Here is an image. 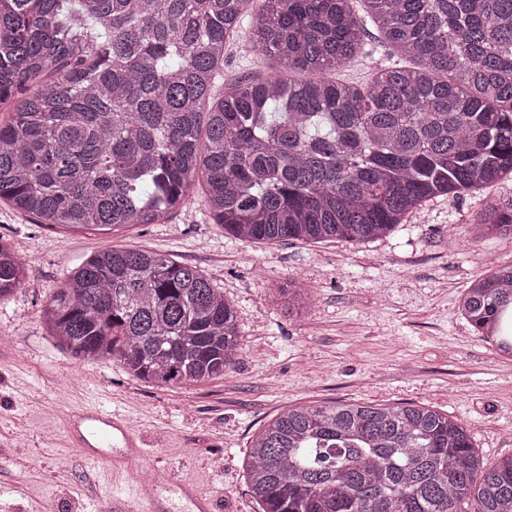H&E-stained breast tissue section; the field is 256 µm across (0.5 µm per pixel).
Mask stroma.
<instances>
[{
	"instance_id": "obj_1",
	"label": "stroma",
	"mask_w": 512,
	"mask_h": 512,
	"mask_svg": "<svg viewBox=\"0 0 512 512\" xmlns=\"http://www.w3.org/2000/svg\"><path fill=\"white\" fill-rule=\"evenodd\" d=\"M362 39L367 57L336 70L337 80L367 82L386 62L376 28ZM273 73L268 57L234 40L218 86ZM482 203L438 198L389 236L317 244L225 237L198 188L163 223L114 233L43 224L0 200V235L30 259L23 285L0 302V512H112L146 466L174 477L163 491L170 512H194L183 483L212 512H260L244 465L252 439L286 409L333 400L431 405L466 427L485 465L512 456V358L459 312L474 279L512 264V235L474 240ZM112 246L169 255L222 288L243 343L231 371L164 388L57 347L41 309ZM291 282L311 299L299 316L270 298ZM84 407L126 414L144 439L143 465L115 478L80 460L65 420Z\"/></svg>"
}]
</instances>
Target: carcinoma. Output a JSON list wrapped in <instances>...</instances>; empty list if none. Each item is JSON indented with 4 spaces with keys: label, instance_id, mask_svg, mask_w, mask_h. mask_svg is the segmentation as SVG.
I'll return each mask as SVG.
<instances>
[{
    "label": "carcinoma",
    "instance_id": "cac0c4a2",
    "mask_svg": "<svg viewBox=\"0 0 512 512\" xmlns=\"http://www.w3.org/2000/svg\"><path fill=\"white\" fill-rule=\"evenodd\" d=\"M354 2L0 0V200L68 228L157 224L200 172L239 241L360 243L429 200L512 181V0H361L362 18ZM368 21L389 64L329 79L365 56ZM240 37L281 76L219 97ZM475 225L512 234V200L489 199ZM27 270L0 239V301ZM275 297L308 307L301 288ZM462 313L512 356V265L473 280ZM42 316L73 359L160 386L221 376L243 349L224 292L150 250L93 255ZM247 478L262 512H512V456L484 465L426 404L288 409L253 438Z\"/></svg>",
    "mask_w": 512,
    "mask_h": 512
}]
</instances>
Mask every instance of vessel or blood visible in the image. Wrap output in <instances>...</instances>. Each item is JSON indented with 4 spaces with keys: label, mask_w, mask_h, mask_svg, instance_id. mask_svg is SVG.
I'll return each instance as SVG.
<instances>
[{
    "label": "vessel or blood",
    "mask_w": 512,
    "mask_h": 512,
    "mask_svg": "<svg viewBox=\"0 0 512 512\" xmlns=\"http://www.w3.org/2000/svg\"><path fill=\"white\" fill-rule=\"evenodd\" d=\"M67 429L82 457L91 463L117 470L139 453L137 435L123 414L87 409L74 413Z\"/></svg>",
    "instance_id": "vessel-or-blood-1"
}]
</instances>
